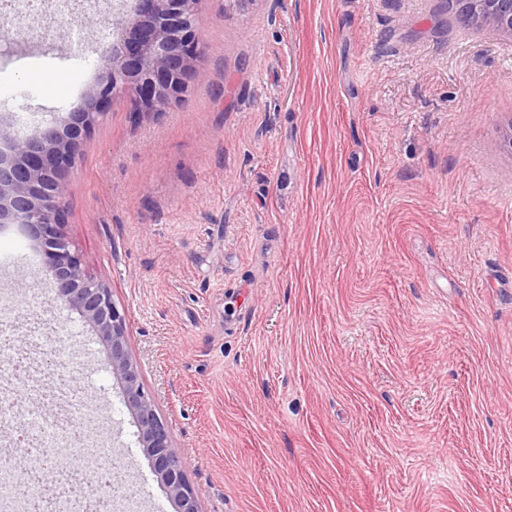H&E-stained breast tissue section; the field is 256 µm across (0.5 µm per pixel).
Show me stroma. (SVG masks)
Listing matches in <instances>:
<instances>
[{"label":"stroma","mask_w":512,"mask_h":512,"mask_svg":"<svg viewBox=\"0 0 512 512\" xmlns=\"http://www.w3.org/2000/svg\"><path fill=\"white\" fill-rule=\"evenodd\" d=\"M132 0L0 43V123L77 110ZM178 107L124 101L84 142L67 232L202 512H512V36L451 0H201ZM50 69L58 94L28 78ZM65 340L12 411L109 450L137 512H175L109 353L0 227V358Z\"/></svg>","instance_id":"1"}]
</instances>
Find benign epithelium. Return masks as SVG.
I'll use <instances>...</instances> for the list:
<instances>
[{
  "mask_svg": "<svg viewBox=\"0 0 512 512\" xmlns=\"http://www.w3.org/2000/svg\"><path fill=\"white\" fill-rule=\"evenodd\" d=\"M201 0H135L116 24L113 42L99 52V75L81 108L25 136L0 125V224H18L41 252L57 299L78 314L107 345L112 373L124 384L125 403L139 422V441L176 512H201L171 446L169 430L140 385L127 350L126 312L112 289L88 275L65 231L67 178L83 145L109 105L129 112H162L189 95L204 53L198 21ZM467 21L512 35V0H459Z\"/></svg>",
  "mask_w": 512,
  "mask_h": 512,
  "instance_id": "benign-epithelium-1",
  "label": "benign epithelium"
}]
</instances>
